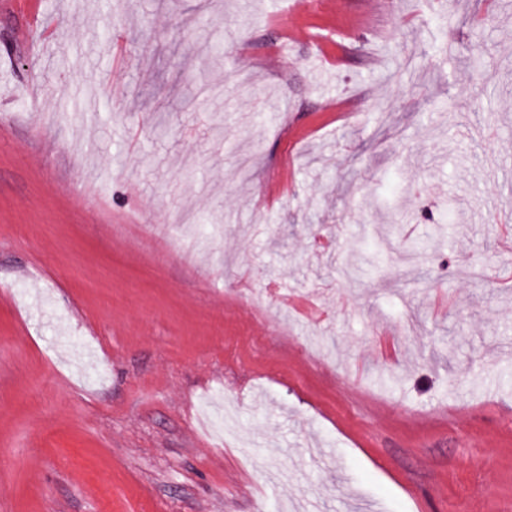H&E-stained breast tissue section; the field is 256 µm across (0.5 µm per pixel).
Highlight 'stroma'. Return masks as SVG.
I'll use <instances>...</instances> for the list:
<instances>
[{"label": "stroma", "mask_w": 512, "mask_h": 512, "mask_svg": "<svg viewBox=\"0 0 512 512\" xmlns=\"http://www.w3.org/2000/svg\"><path fill=\"white\" fill-rule=\"evenodd\" d=\"M511 211L512 0H0V512H512Z\"/></svg>", "instance_id": "1"}]
</instances>
